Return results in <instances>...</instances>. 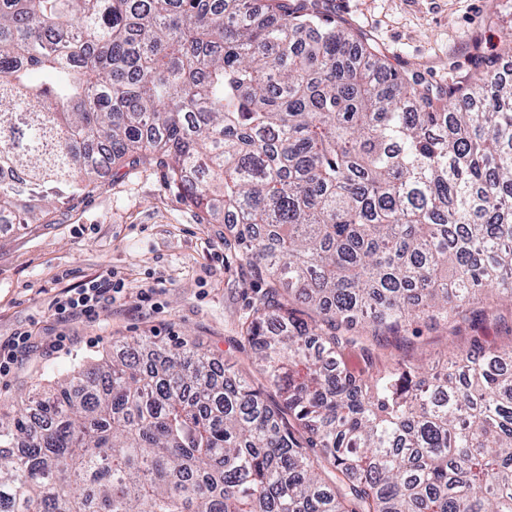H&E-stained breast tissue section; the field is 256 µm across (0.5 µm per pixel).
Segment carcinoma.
Instances as JSON below:
<instances>
[{
    "label": "carcinoma",
    "instance_id": "obj_1",
    "mask_svg": "<svg viewBox=\"0 0 512 512\" xmlns=\"http://www.w3.org/2000/svg\"><path fill=\"white\" fill-rule=\"evenodd\" d=\"M154 157L265 274L277 399L194 341L105 353L0 413V512H512V345L386 353L512 307L511 82L426 86L321 0H0V223Z\"/></svg>",
    "mask_w": 512,
    "mask_h": 512
}]
</instances>
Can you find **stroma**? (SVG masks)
Instances as JSON below:
<instances>
[{
  "instance_id": "1",
  "label": "stroma",
  "mask_w": 512,
  "mask_h": 512,
  "mask_svg": "<svg viewBox=\"0 0 512 512\" xmlns=\"http://www.w3.org/2000/svg\"><path fill=\"white\" fill-rule=\"evenodd\" d=\"M324 8L389 66L434 86L474 73L480 58L512 70V0H324ZM228 234L223 217L186 202L155 159L102 169L85 193L50 205L40 221L0 226V346L20 329L32 342L0 378V408L34 395L74 362L143 338L193 339L217 364L252 371L240 328L265 285ZM109 269L126 290L97 320L56 315L54 298ZM148 286L159 292L154 310L140 298ZM470 334L465 325L427 329L391 349L430 361L465 346Z\"/></svg>"
}]
</instances>
